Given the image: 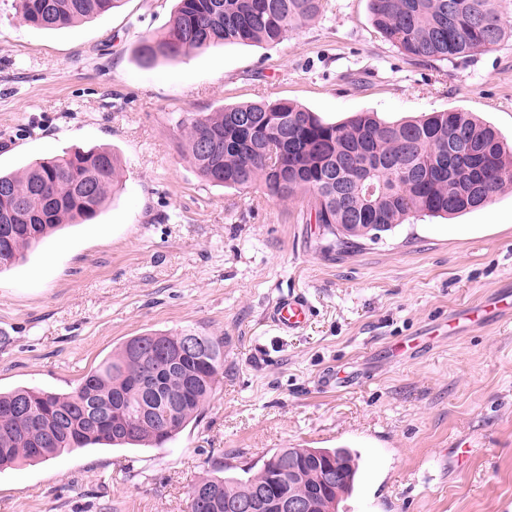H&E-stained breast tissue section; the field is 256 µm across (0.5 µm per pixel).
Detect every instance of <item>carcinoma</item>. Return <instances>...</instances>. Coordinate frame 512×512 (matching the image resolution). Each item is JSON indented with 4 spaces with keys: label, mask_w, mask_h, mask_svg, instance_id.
<instances>
[{
    "label": "carcinoma",
    "mask_w": 512,
    "mask_h": 512,
    "mask_svg": "<svg viewBox=\"0 0 512 512\" xmlns=\"http://www.w3.org/2000/svg\"><path fill=\"white\" fill-rule=\"evenodd\" d=\"M122 0H12L30 26L54 30L105 13ZM373 24L414 59L466 57L506 35L498 0H369ZM322 0H177L167 31L140 37V65L155 66L191 50L228 43L278 44L317 18ZM251 123H236V117ZM190 162L206 181L225 188H256L286 201L309 195L328 247L378 240L410 215L453 216L488 203L512 188V146L468 112H433L387 123L358 112L340 124L289 101L226 106L180 119ZM121 162L108 148H75L37 158L20 173H0V270L64 224H83L100 212L120 182ZM201 347L180 357L185 331L147 332L125 341L116 354L86 374L70 393L20 387L0 391V469L41 463L77 448L164 450L202 411L224 374V340L195 329ZM152 386L143 394L136 383ZM182 404L162 423L168 400ZM25 403L28 413L15 412ZM151 410L148 420L140 419ZM340 473L319 496L337 509L354 489L358 454L348 448H312ZM288 458L280 448L247 477H206L196 483L188 512H224V501L253 494ZM315 473L284 489H315Z\"/></svg>",
    "instance_id": "carcinoma-1"
}]
</instances>
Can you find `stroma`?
Masks as SVG:
<instances>
[{
	"instance_id": "stroma-1",
	"label": "stroma",
	"mask_w": 512,
	"mask_h": 512,
	"mask_svg": "<svg viewBox=\"0 0 512 512\" xmlns=\"http://www.w3.org/2000/svg\"><path fill=\"white\" fill-rule=\"evenodd\" d=\"M506 36L464 59L418 61L373 26L368 0H323L279 44H221L145 69L140 36L176 0L55 30L0 0V169L71 147L112 148L124 174L93 223L46 238L0 272V390L71 392L127 339L196 328L224 342V377L170 448H85L0 470V512H186L191 486L279 448L361 456L353 500L387 512L512 505V320L449 336L450 313L512 289V189L453 219L411 215L377 242L328 249L307 195L281 202L201 178L177 128L190 113L288 100L330 123L469 112L512 142ZM460 224L452 233L449 223ZM301 292L299 334L267 322ZM341 371L348 388L325 380ZM480 441L447 467L454 439Z\"/></svg>"
}]
</instances>
